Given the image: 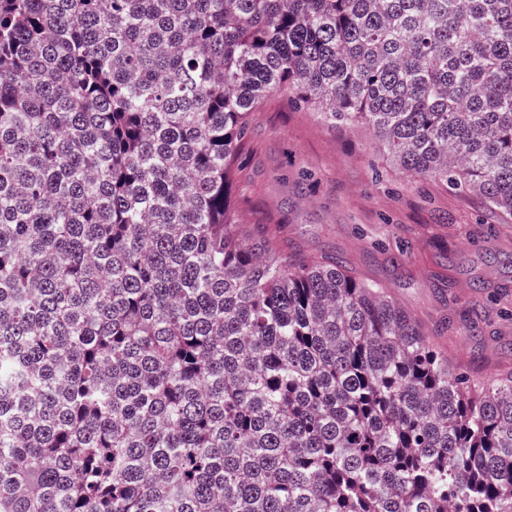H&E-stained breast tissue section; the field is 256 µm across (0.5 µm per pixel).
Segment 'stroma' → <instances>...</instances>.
<instances>
[{
  "instance_id": "obj_1",
  "label": "stroma",
  "mask_w": 512,
  "mask_h": 512,
  "mask_svg": "<svg viewBox=\"0 0 512 512\" xmlns=\"http://www.w3.org/2000/svg\"><path fill=\"white\" fill-rule=\"evenodd\" d=\"M231 181L241 223L270 225L273 248L336 256L380 284L462 371L512 370V215L408 176L369 130L327 127L283 93L255 113ZM477 300L480 335H437Z\"/></svg>"
}]
</instances>
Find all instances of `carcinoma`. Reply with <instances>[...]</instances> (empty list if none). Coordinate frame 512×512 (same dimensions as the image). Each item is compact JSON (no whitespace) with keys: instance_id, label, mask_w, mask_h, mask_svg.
I'll return each instance as SVG.
<instances>
[{"instance_id":"carcinoma-1","label":"carcinoma","mask_w":512,"mask_h":512,"mask_svg":"<svg viewBox=\"0 0 512 512\" xmlns=\"http://www.w3.org/2000/svg\"><path fill=\"white\" fill-rule=\"evenodd\" d=\"M282 92L512 214V0H0V512H512V372L238 223Z\"/></svg>"}]
</instances>
